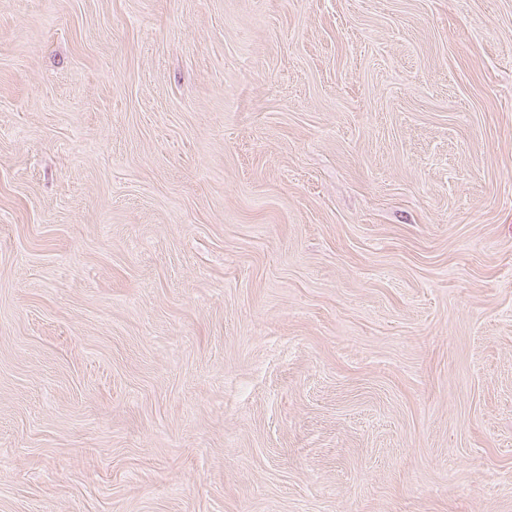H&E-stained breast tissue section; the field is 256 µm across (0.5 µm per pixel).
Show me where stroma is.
Returning a JSON list of instances; mask_svg holds the SVG:
<instances>
[{"instance_id": "stroma-1", "label": "stroma", "mask_w": 512, "mask_h": 512, "mask_svg": "<svg viewBox=\"0 0 512 512\" xmlns=\"http://www.w3.org/2000/svg\"><path fill=\"white\" fill-rule=\"evenodd\" d=\"M0 512H512V0H0Z\"/></svg>"}]
</instances>
